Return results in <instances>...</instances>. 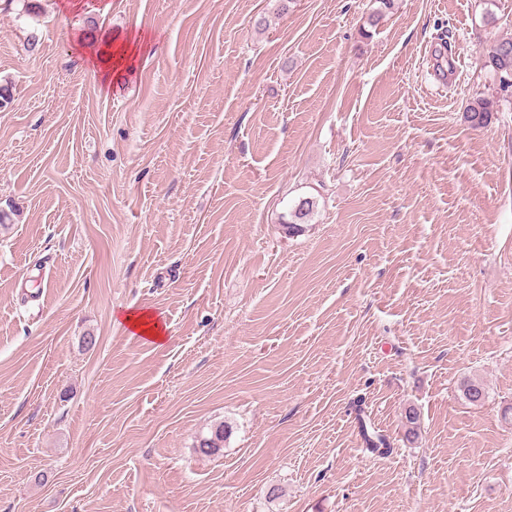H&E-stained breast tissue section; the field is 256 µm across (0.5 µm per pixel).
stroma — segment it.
<instances>
[{"label": "stroma", "instance_id": "35a3bbf8", "mask_svg": "<svg viewBox=\"0 0 512 512\" xmlns=\"http://www.w3.org/2000/svg\"><path fill=\"white\" fill-rule=\"evenodd\" d=\"M35 2L0 0V512H512V0ZM139 41L140 38L138 37L133 43L132 36L118 46L107 45V65H104L102 70L99 71L98 63H94L95 69L93 72L96 79L100 80L103 85L110 83V86H112L113 83L120 81L126 74L130 73L135 67V60L139 55ZM483 69L499 79L503 89L512 87V37L495 40L481 52ZM497 102L489 98H475L465 106V119L474 127L490 122L493 112H498ZM318 203L312 197H299L288 205V211L282 218V227L288 235L302 231L301 224H310L317 213ZM286 224H285V223ZM131 330L153 341H163L167 326L154 312L128 310L119 315ZM229 428V425L220 422L213 425L207 433H202L196 441L197 452L203 455H214L222 451L224 440L230 433Z\"/></svg>", "mask_w": 512, "mask_h": 512}]
</instances>
